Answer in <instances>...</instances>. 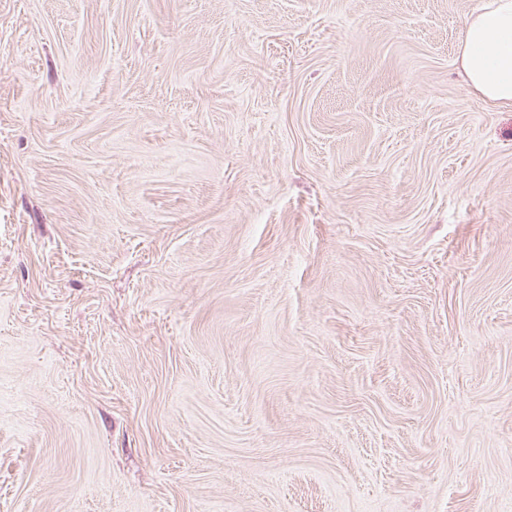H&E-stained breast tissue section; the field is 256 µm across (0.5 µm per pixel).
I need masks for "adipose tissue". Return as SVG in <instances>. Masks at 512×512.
<instances>
[{"instance_id":"adipose-tissue-1","label":"adipose tissue","mask_w":512,"mask_h":512,"mask_svg":"<svg viewBox=\"0 0 512 512\" xmlns=\"http://www.w3.org/2000/svg\"><path fill=\"white\" fill-rule=\"evenodd\" d=\"M459 63L483 98L512 105V0H489L467 20Z\"/></svg>"}]
</instances>
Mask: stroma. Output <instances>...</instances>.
Returning a JSON list of instances; mask_svg holds the SVG:
<instances>
[{
    "mask_svg": "<svg viewBox=\"0 0 512 512\" xmlns=\"http://www.w3.org/2000/svg\"><path fill=\"white\" fill-rule=\"evenodd\" d=\"M483 3L0 0V512H512Z\"/></svg>",
    "mask_w": 512,
    "mask_h": 512,
    "instance_id": "obj_1",
    "label": "stroma"
}]
</instances>
